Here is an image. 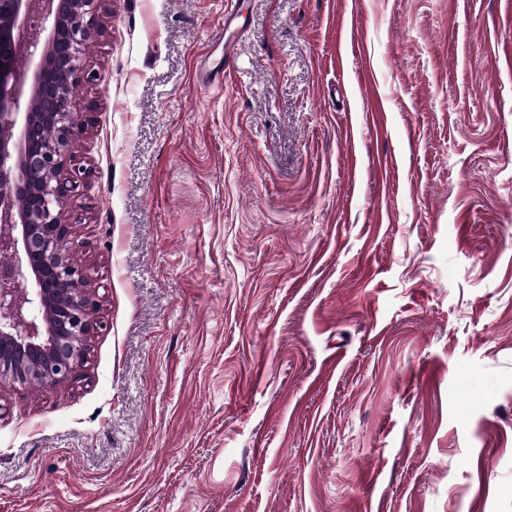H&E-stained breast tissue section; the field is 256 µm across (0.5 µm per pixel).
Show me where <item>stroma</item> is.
I'll list each match as a JSON object with an SVG mask.
<instances>
[{"mask_svg":"<svg viewBox=\"0 0 512 512\" xmlns=\"http://www.w3.org/2000/svg\"><path fill=\"white\" fill-rule=\"evenodd\" d=\"M86 364L0 383V512H512V0H107Z\"/></svg>","mask_w":512,"mask_h":512,"instance_id":"obj_1","label":"stroma"}]
</instances>
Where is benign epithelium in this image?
I'll return each instance as SVG.
<instances>
[{"mask_svg": "<svg viewBox=\"0 0 512 512\" xmlns=\"http://www.w3.org/2000/svg\"><path fill=\"white\" fill-rule=\"evenodd\" d=\"M104 2L0 0V382L74 378L102 327L66 213L87 177L72 151L82 121L68 87L96 79L83 55L102 33ZM23 55L33 67L20 66Z\"/></svg>", "mask_w": 512, "mask_h": 512, "instance_id": "obj_1", "label": "benign epithelium"}]
</instances>
